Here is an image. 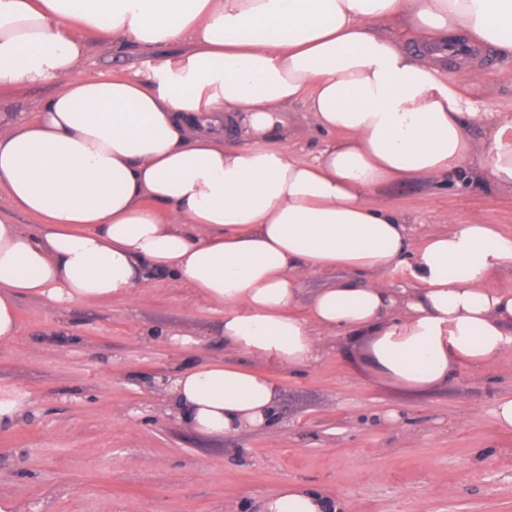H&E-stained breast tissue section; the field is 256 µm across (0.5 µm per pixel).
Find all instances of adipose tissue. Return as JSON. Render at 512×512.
<instances>
[{"label": "adipose tissue", "instance_id": "ef3b65f1", "mask_svg": "<svg viewBox=\"0 0 512 512\" xmlns=\"http://www.w3.org/2000/svg\"><path fill=\"white\" fill-rule=\"evenodd\" d=\"M404 19L409 51L374 23ZM119 52H187L134 75H84L85 33ZM512 57V0H0V90L50 83L31 115L0 113V191L37 230L0 218V344L18 299L60 311L131 295L153 273L224 310L225 347L306 366L317 330H347L362 362L411 393L512 347V289L487 282L512 238L457 224L412 244L370 195L403 177L469 168L512 188V115L468 112L448 54ZM302 104L336 139L290 150ZM492 132L474 156L467 128ZM408 266L412 286L386 283ZM337 274L309 318L292 314L304 276ZM166 390L197 432L268 427L264 373L221 361L178 371ZM261 512H336L284 485Z\"/></svg>", "mask_w": 512, "mask_h": 512}]
</instances>
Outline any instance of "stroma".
I'll use <instances>...</instances> for the list:
<instances>
[{
    "mask_svg": "<svg viewBox=\"0 0 512 512\" xmlns=\"http://www.w3.org/2000/svg\"><path fill=\"white\" fill-rule=\"evenodd\" d=\"M88 43L82 74L147 67ZM472 65L481 79L466 99L512 114V58L478 54ZM372 199L404 217L416 243L454 223L512 237V189L462 171L400 178ZM18 312V336L0 346V400L23 408L0 426L9 512H258L287 483L335 499L339 512H512V430L493 416L496 398L512 395V348L410 393L365 370L342 333L322 332L321 359L307 368L218 347L223 309L170 276L126 299L58 312L24 298ZM176 333L196 345L176 344ZM211 358L273 376L269 427L211 437L167 409L163 382Z\"/></svg>",
    "mask_w": 512,
    "mask_h": 512,
    "instance_id": "35a3bbf8",
    "label": "stroma"
}]
</instances>
